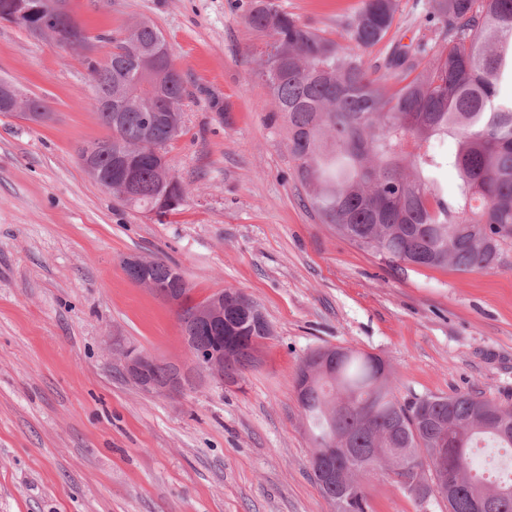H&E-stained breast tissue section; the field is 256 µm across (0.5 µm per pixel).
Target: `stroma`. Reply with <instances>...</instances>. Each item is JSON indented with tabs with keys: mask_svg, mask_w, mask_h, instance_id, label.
<instances>
[{
	"mask_svg": "<svg viewBox=\"0 0 512 512\" xmlns=\"http://www.w3.org/2000/svg\"><path fill=\"white\" fill-rule=\"evenodd\" d=\"M253 2L69 0L85 48L0 20V78L48 106L39 124L0 113V512H331L293 387L320 347L380 356L403 402L476 391L512 406V245L488 271L399 270L306 211L258 75ZM275 2L332 37L361 7ZM144 18L187 88L165 152L188 195L161 222L77 154L107 135L86 107L88 64ZM130 255L176 267L192 302L233 289L258 306L271 333L237 384L196 371L174 307L123 271ZM128 348L193 387L144 393L119 361ZM364 484L373 512H448L387 478Z\"/></svg>",
	"mask_w": 512,
	"mask_h": 512,
	"instance_id": "35a3bbf8",
	"label": "stroma"
}]
</instances>
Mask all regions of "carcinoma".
Here are the masks:
<instances>
[{"mask_svg":"<svg viewBox=\"0 0 512 512\" xmlns=\"http://www.w3.org/2000/svg\"><path fill=\"white\" fill-rule=\"evenodd\" d=\"M44 0H0V20L27 30L52 28L61 40L85 46L89 37L70 14L47 16ZM418 25L410 43L390 47L383 67L394 83L366 65L364 53L391 29L398 0H362L340 39L323 35L255 0L249 25L268 40L259 75L283 118L288 154L306 188L307 210L336 234L387 265L444 268L462 273L494 268L512 241V0H416ZM161 32L143 21L112 39V69L88 63L89 78L112 85L125 102L121 119H98L109 135L91 143L99 165L124 177L108 147L122 145L135 165L128 206L146 208L167 192L164 150L182 129V77L159 54ZM142 51L139 67L117 63L129 48ZM170 121L146 130L144 114ZM457 174L453 190L439 174ZM151 276L172 289L182 276L162 260ZM266 325L234 309L224 321L198 326L193 344L211 350L228 340L254 343ZM298 367L294 388L313 437L347 441L339 467L357 480L341 492V512H372L361 478L383 476L415 502L448 495V512H512V409L471 392L415 397L402 403L393 382L371 387L373 363L357 352L338 369L337 384L304 387ZM253 361L248 351L224 362L233 381ZM474 448L504 450L495 474L473 471ZM484 509H478L480 500Z\"/></svg>","mask_w":512,"mask_h":512,"instance_id":"obj_1","label":"carcinoma"}]
</instances>
